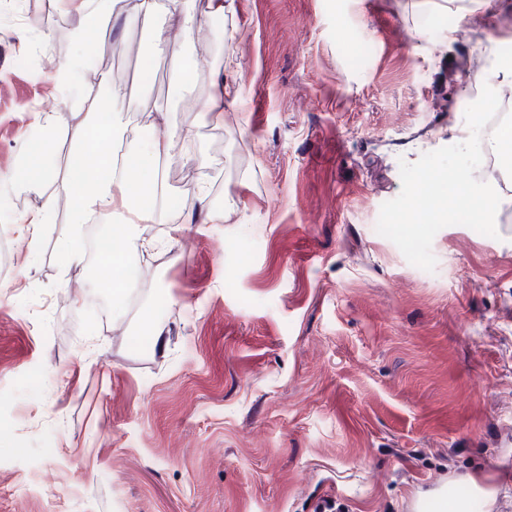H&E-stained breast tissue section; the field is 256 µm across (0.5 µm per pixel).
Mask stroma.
Masks as SVG:
<instances>
[{
  "label": "stroma",
  "mask_w": 512,
  "mask_h": 512,
  "mask_svg": "<svg viewBox=\"0 0 512 512\" xmlns=\"http://www.w3.org/2000/svg\"><path fill=\"white\" fill-rule=\"evenodd\" d=\"M0 0V176L43 148L35 114L59 93L20 43L56 30L53 0ZM199 31L103 13L87 44L58 40L54 67L81 62L114 112L148 142L192 129L194 157L163 163L178 224H151L150 268L123 317L98 299L100 266L65 264L69 210L37 241L20 220L65 186L11 183L0 214V512H415L436 489L474 500L470 477L512 512V201L497 237L462 226L432 243L434 272L379 235L401 162L456 144L449 96L486 73L445 74L486 45L454 7L423 0H234ZM234 53L239 66L224 69ZM194 61L197 83H178ZM236 102L204 111L213 78ZM164 112H156L157 104ZM152 326L139 321L141 304Z\"/></svg>",
  "instance_id": "1"
}]
</instances>
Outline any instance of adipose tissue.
<instances>
[{
	"instance_id": "obj_1",
	"label": "adipose tissue",
	"mask_w": 512,
	"mask_h": 512,
	"mask_svg": "<svg viewBox=\"0 0 512 512\" xmlns=\"http://www.w3.org/2000/svg\"><path fill=\"white\" fill-rule=\"evenodd\" d=\"M37 121L51 136L66 130L76 157L64 172L56 166L28 165L15 177L34 187L67 181L75 226L115 220V240L107 244L102 262L114 272L108 283L112 305L123 308L134 290L124 270L145 244L146 225L180 221L176 212L162 211L159 204L164 184L160 163L188 143L192 133L174 129L141 144L109 99L91 87L80 102L57 100L52 111L38 113Z\"/></svg>"
}]
</instances>
